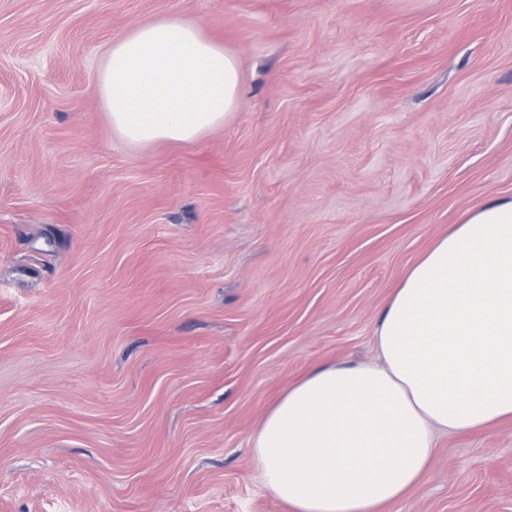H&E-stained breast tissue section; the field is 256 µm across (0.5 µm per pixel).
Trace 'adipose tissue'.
<instances>
[{"label": "adipose tissue", "instance_id": "obj_1", "mask_svg": "<svg viewBox=\"0 0 512 512\" xmlns=\"http://www.w3.org/2000/svg\"><path fill=\"white\" fill-rule=\"evenodd\" d=\"M237 57L163 17L108 47L98 88L116 136L189 143L238 108ZM378 361L311 367L250 439L292 512H382L422 478L440 432L512 420V199L452 225L403 275L375 328Z\"/></svg>", "mask_w": 512, "mask_h": 512}]
</instances>
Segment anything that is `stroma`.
Masks as SVG:
<instances>
[{
	"mask_svg": "<svg viewBox=\"0 0 512 512\" xmlns=\"http://www.w3.org/2000/svg\"><path fill=\"white\" fill-rule=\"evenodd\" d=\"M171 17L243 101L130 145L109 44ZM512 198V0H0V512H291L250 438L371 362L407 268ZM383 512H512V421L438 437Z\"/></svg>",
	"mask_w": 512,
	"mask_h": 512,
	"instance_id": "stroma-1",
	"label": "stroma"
}]
</instances>
